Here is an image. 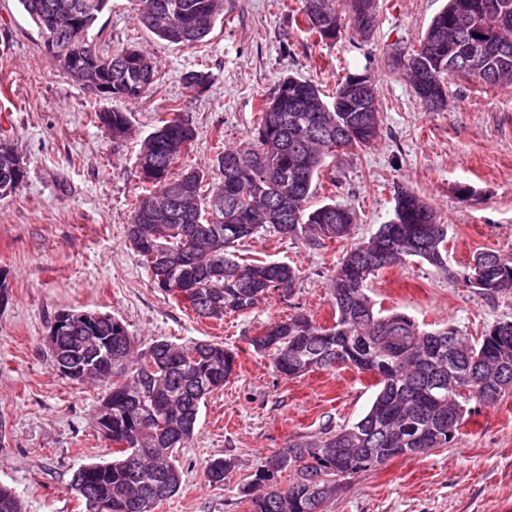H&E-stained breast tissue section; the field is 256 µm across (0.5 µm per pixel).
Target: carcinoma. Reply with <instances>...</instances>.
I'll return each mask as SVG.
<instances>
[{
	"label": "carcinoma",
	"instance_id": "1",
	"mask_svg": "<svg viewBox=\"0 0 512 512\" xmlns=\"http://www.w3.org/2000/svg\"><path fill=\"white\" fill-rule=\"evenodd\" d=\"M83 0H18L40 35L49 20L66 28ZM110 0L85 16L82 30L67 33L51 62L67 74L86 71L89 80H112L109 100L135 101L155 86L156 66L137 47L108 52L93 33ZM291 19L307 39L335 41L349 27L361 40L373 34L379 0H292ZM136 19L170 44L203 41L223 14L224 0H137ZM467 64L448 67V56ZM422 107L437 111L431 96L447 95V82L465 79L480 88L512 83V0H447L407 54L390 56ZM354 78L378 88L369 68L348 71L327 95L317 84L287 74L261 99L252 142L213 144L210 169L188 164L196 128L174 101L166 117L142 142L139 169L151 179L137 196L129 244L154 284L164 279L167 295L179 299V286H196L189 309L200 319L223 321L246 313L271 294L291 295L299 273L284 262L241 259L239 247L262 232L309 246L351 238L353 211L327 202L310 211L307 201L332 156L340 161L372 145L381 134L380 108L358 111L345 92ZM216 81L207 68L182 76L184 88L202 92ZM94 120L112 139H125L129 112L94 110ZM26 170L13 146L0 144V194L16 190ZM448 228L440 212L416 191L395 189L393 217L369 237L346 248L333 267L329 287L332 325L297 312L268 324L270 333L250 338L254 351L276 372L299 378L316 371L350 368L377 377L376 393L359 420L303 436L266 457L240 493L251 512H323L337 482L370 471L367 458L385 462L412 448H446L474 400L495 406L512 395V321L491 326L474 341L456 326L427 330L404 312L375 310L369 284L384 268L410 260L448 272ZM484 295L512 291V260L495 251L476 253L451 273ZM57 373L77 384L95 380L107 392L96 410L103 438L127 447L110 461L90 462L72 474L69 489L91 512L90 502L112 503V512H155L181 487L179 449L193 438L200 404L224 386L236 367L235 354L218 342L175 344L155 340L136 348L126 326L106 314L91 322L77 319L57 340L52 357ZM231 463L215 458L206 468L212 485H224ZM288 485L273 484L284 473ZM0 512H23L11 488L0 484Z\"/></svg>",
	"mask_w": 512,
	"mask_h": 512
}]
</instances>
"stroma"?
<instances>
[{"mask_svg": "<svg viewBox=\"0 0 512 512\" xmlns=\"http://www.w3.org/2000/svg\"><path fill=\"white\" fill-rule=\"evenodd\" d=\"M443 4L385 0L370 40L349 31L322 43L293 28L281 0H224L223 21L186 47L142 27L135 0H111L97 23L102 48L135 45L157 66L155 89L125 104L131 135L116 141L91 117L99 98L50 61L17 0H0V138L26 168L24 182L0 197V272L9 284L0 305V484L24 512H84L68 489L72 474L111 457L94 427L104 386L62 378L44 342L65 310L110 314L141 347L158 338L212 341L238 354L234 374L201 404L194 436L179 453L180 491L157 512H248L240 488L265 457L299 436L357 421L373 401L365 375L340 369L289 379L249 344L268 322L299 311L330 324L329 276L343 243L314 248L267 232L250 240L247 256L293 265L301 279L293 295L272 294L220 324L197 319L155 287L126 229L144 190L140 144L170 100L181 101L197 131L191 164L207 168L216 138L249 143L259 100L286 73L329 90L345 70L370 66L381 134L359 156L327 165L336 185L319 183L309 208L331 198L354 209L357 241L392 218L394 190L404 185L448 224L449 269L489 249L512 257V85L478 91L458 80L448 85L445 108L427 112L405 75L386 65L389 55L417 45ZM203 65L216 84L186 90L182 75ZM465 185L471 194H460ZM370 295L378 307L456 325L473 339L512 320V292L483 295L416 261L383 269ZM217 457L232 462L220 487L204 476ZM324 512H512V397L478 407L449 447L344 480Z\"/></svg>", "mask_w": 512, "mask_h": 512, "instance_id": "35a3bbf8", "label": "stroma"}]
</instances>
